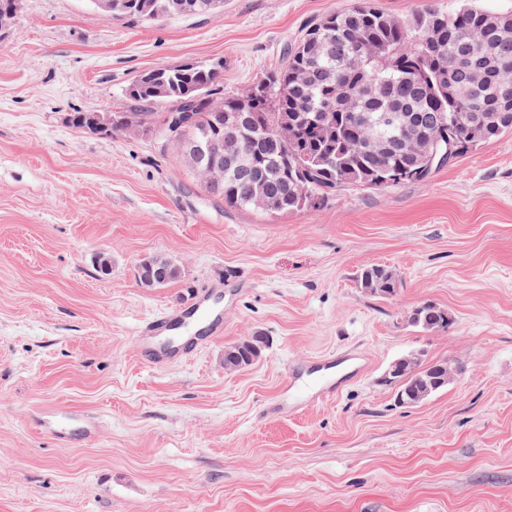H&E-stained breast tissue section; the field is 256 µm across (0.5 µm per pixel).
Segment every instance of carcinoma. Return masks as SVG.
I'll return each mask as SVG.
<instances>
[{"mask_svg":"<svg viewBox=\"0 0 512 512\" xmlns=\"http://www.w3.org/2000/svg\"><path fill=\"white\" fill-rule=\"evenodd\" d=\"M163 0H112L110 13L145 20L166 15ZM486 67L482 83L468 73ZM160 85L137 76L126 90L117 118L134 113L151 135L167 129V114L192 97L207 94L209 104L196 109L197 121L186 133L203 131L217 140L224 124L217 112H252L250 134L268 137L264 150L250 159L271 185L273 202L266 213L288 215L327 203L345 186L385 189L403 182L423 181L430 172L396 177L407 167L397 148L386 154L360 145L368 126L384 112L400 120L383 130L395 143L428 131L458 146L456 157L494 142L512 129V12L470 4L444 11L426 8L397 18L375 0L328 14L306 27L287 49L280 69L254 82L248 99L221 93L224 62L185 63L154 68ZM73 126L97 133L118 134L123 128L88 125L87 113L72 114ZM225 205L251 208L248 181L232 168L224 171L218 193ZM360 288L389 297L401 281L383 264L363 267ZM444 307L424 302L419 329L446 331Z\"/></svg>","mask_w":512,"mask_h":512,"instance_id":"cac0c4a2","label":"carcinoma"}]
</instances>
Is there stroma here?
Listing matches in <instances>:
<instances>
[{
	"label": "stroma",
	"instance_id": "35a3bbf8",
	"mask_svg": "<svg viewBox=\"0 0 512 512\" xmlns=\"http://www.w3.org/2000/svg\"><path fill=\"white\" fill-rule=\"evenodd\" d=\"M356 2L224 0L143 23L19 0L0 28V512H512V133L427 180L274 216L207 193L177 149L70 122L161 64L223 61L241 93ZM153 254L183 278L144 287ZM374 263L398 273L395 296L358 287ZM201 293L223 333L144 362L140 327ZM425 301L455 325L412 326ZM255 334L262 356L225 372V347ZM412 352L460 371L401 407L382 377ZM330 353L359 357L329 369L341 391L288 397L289 368L311 383Z\"/></svg>",
	"mask_w": 512,
	"mask_h": 512
}]
</instances>
